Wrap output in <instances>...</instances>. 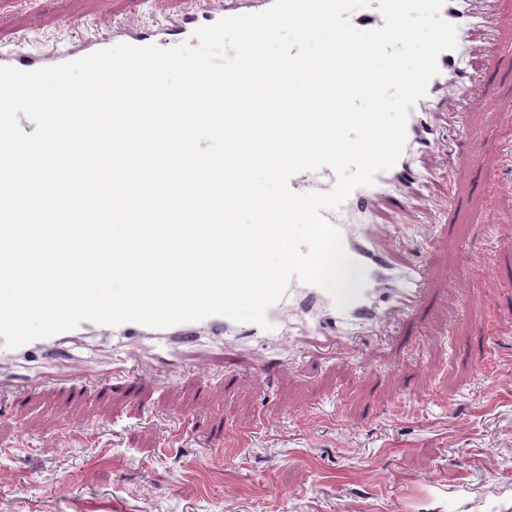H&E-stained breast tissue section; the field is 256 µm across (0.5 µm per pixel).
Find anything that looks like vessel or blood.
<instances>
[{"label": "vessel or blood", "instance_id": "b4317fda", "mask_svg": "<svg viewBox=\"0 0 512 512\" xmlns=\"http://www.w3.org/2000/svg\"><path fill=\"white\" fill-rule=\"evenodd\" d=\"M189 10L170 21L162 39L172 45L187 42L198 46L193 36L201 26L211 25L222 18L257 14L271 7L273 0H190ZM468 0H445L441 16L456 28L457 46L439 54V73L428 84L427 99L440 98L453 102L471 92L472 82L464 74L463 52L473 21L467 9ZM351 24L359 30H376L384 19L377 6L371 5L354 11ZM99 28L107 30L104 38L75 37L64 45H55L31 53L1 50L0 66L23 71L69 62L94 52L120 44L146 46L156 43V36L141 31L130 18L100 19ZM407 141L403 154L389 169L378 172L371 185L352 191L348 198L335 209L323 210V217L339 229L347 255L363 266L365 285L358 298L345 309H338L332 297L321 287L291 279L283 296L267 313L270 328H262L251 322H237L223 315H213L198 322L181 323L168 328L156 329L138 323H123L113 327L81 322L80 330L94 333L112 332L125 339L124 357L112 369L109 381L113 388L133 391L138 381V367L143 357L144 342L155 339L175 348L173 367L195 368L208 373L236 360L246 361L252 372L265 370L264 360L255 348L278 342L287 336L288 321L299 316L309 322V334L305 341L312 354L330 355L354 348L356 339L363 332H381L389 323L391 314L405 317L416 315L423 298L429 264L420 260L413 263L401 261L393 248L377 243L382 234L376 220L378 202L391 198L396 186L410 182L415 177L412 163L422 151H434L439 147L436 130L423 102H417L409 111L406 125ZM337 174L331 167L323 166L293 176L289 182L297 193H327L336 185ZM71 332L37 339L21 347L11 349L0 342V364L15 358L54 349L71 339ZM84 378L80 366H73L68 375L45 373L27 376L19 380H0V400H9L21 393L43 392L54 386L65 385L68 377Z\"/></svg>", "mask_w": 512, "mask_h": 512}]
</instances>
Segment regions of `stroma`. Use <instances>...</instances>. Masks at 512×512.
Listing matches in <instances>:
<instances>
[{
    "instance_id": "stroma-1",
    "label": "stroma",
    "mask_w": 512,
    "mask_h": 512,
    "mask_svg": "<svg viewBox=\"0 0 512 512\" xmlns=\"http://www.w3.org/2000/svg\"><path fill=\"white\" fill-rule=\"evenodd\" d=\"M132 7L0 0V48L62 44ZM466 64L477 109L447 135L451 178L421 190L433 284L413 320L311 360L294 320L290 342L265 350L288 370L264 377L188 370L126 396L64 387L0 403V512H512V165L495 193L471 165L512 149V28L493 44L476 28ZM485 253L490 271L449 284V267Z\"/></svg>"
}]
</instances>
